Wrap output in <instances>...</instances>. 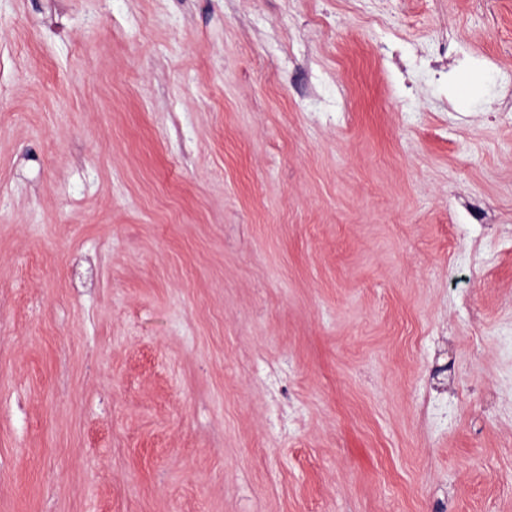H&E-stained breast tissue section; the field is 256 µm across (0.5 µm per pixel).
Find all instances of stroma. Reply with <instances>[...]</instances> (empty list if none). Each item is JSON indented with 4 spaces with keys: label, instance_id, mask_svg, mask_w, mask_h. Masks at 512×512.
<instances>
[{
    "label": "stroma",
    "instance_id": "1",
    "mask_svg": "<svg viewBox=\"0 0 512 512\" xmlns=\"http://www.w3.org/2000/svg\"><path fill=\"white\" fill-rule=\"evenodd\" d=\"M0 512H512V0H0Z\"/></svg>",
    "mask_w": 512,
    "mask_h": 512
}]
</instances>
